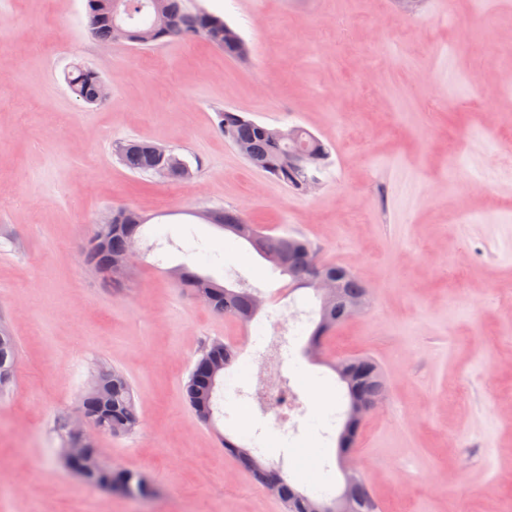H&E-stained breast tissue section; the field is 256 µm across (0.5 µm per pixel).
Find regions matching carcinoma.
<instances>
[{"instance_id":"cac0c4a2","label":"carcinoma","mask_w":512,"mask_h":512,"mask_svg":"<svg viewBox=\"0 0 512 512\" xmlns=\"http://www.w3.org/2000/svg\"><path fill=\"white\" fill-rule=\"evenodd\" d=\"M124 5L122 24L115 21V12L111 10L109 0H85L87 28L99 42L125 43L156 47L174 42H189L203 39L224 56L240 62L250 59V49L244 38L222 17L199 6H192L188 0H121ZM164 11L177 22V27L163 30L161 26L147 22L150 16L158 17ZM101 76L94 69L78 65L68 74L67 83L72 93L86 104H94ZM218 127L224 138L237 146L247 144L253 156L246 161L254 168L284 184L292 192L305 195L306 186L312 175L309 169L293 167L289 154L294 144L281 138L278 129L256 122L245 112L224 110L218 113ZM304 146L317 154L312 167L318 169L328 159L327 147L315 136L300 131ZM146 142L126 140L114 146V153L119 162L131 172L140 175L157 174L151 154L144 149ZM239 220L238 213L232 209H213L206 221L219 228ZM144 220L134 209L118 207L112 209V223L97 225L94 234L88 239L85 252L87 263L91 267L104 265L112 258L137 245L141 238ZM255 234L246 236L253 250L266 258L262 250L270 240L277 245L280 255L286 260L287 267L277 263L272 266L289 278L288 287L295 291L301 288H315L318 273L312 267L315 255L314 246L304 238L292 235H270L263 228L254 225ZM178 281L185 288H192L207 294L204 304L214 312L251 321L256 316L254 296L258 291L253 288H227L214 280L203 276L187 267L177 269ZM344 300L354 302L362 298L361 280L355 275H347L341 282ZM340 308L336 303H319V319L311 332L308 343L321 345L327 332L336 327V317ZM17 355L15 340L6 335L0 338V396L13 381L14 366ZM218 358L224 367H229L235 360V354L224 346L222 341H214L203 347L200 356L191 369L183 386V394L190 408L198 419L210 418L215 423L216 393L222 383V375L215 377L209 373L207 362ZM345 364L351 373L338 375L344 385L347 401L355 398L370 399L386 391L385 378L379 365L370 357L360 356L340 360L331 364ZM98 391H90L81 396L79 405L90 422L102 427L114 436L126 435L140 428L134 388L125 374L114 368L102 365L93 372ZM224 450L234 456L241 468L263 487L269 489L280 500L284 512H312L319 505L321 497L307 495L296 490L279 470L264 462V456L255 455L247 447L237 444L224 436L221 439ZM362 490L347 488L349 493V512H377L378 504L372 489L364 475H359ZM87 482L95 487L104 483L112 485L113 493L127 496H148L153 492L149 479L142 473L125 469L119 471L111 467H101Z\"/></svg>"}]
</instances>
